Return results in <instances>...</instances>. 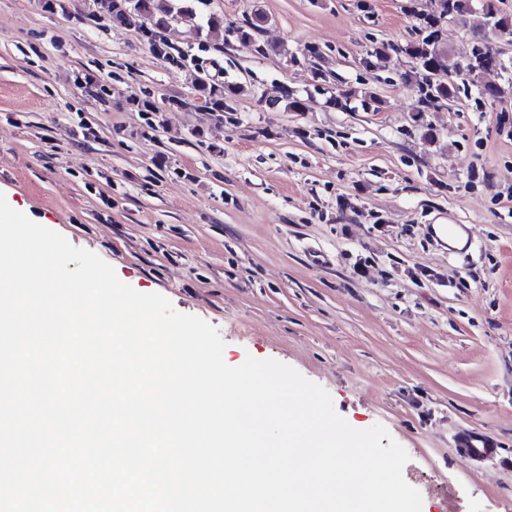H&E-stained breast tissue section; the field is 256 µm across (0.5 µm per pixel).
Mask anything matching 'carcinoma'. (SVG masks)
Wrapping results in <instances>:
<instances>
[{"label": "carcinoma", "mask_w": 512, "mask_h": 512, "mask_svg": "<svg viewBox=\"0 0 512 512\" xmlns=\"http://www.w3.org/2000/svg\"><path fill=\"white\" fill-rule=\"evenodd\" d=\"M433 10L419 15L423 36L407 45L404 52L412 62L411 69L398 74V80L417 89V108L414 117L439 109L453 99L460 91L459 84L452 78L432 81L435 73L442 69L464 72L468 80H479L480 75L502 66L500 53L483 43L473 49L471 57L463 66H453L448 55L439 47V27L445 18L451 16L464 20L475 12L473 0H432ZM97 12L90 14L96 24H112L135 28L150 34L152 51L173 67H182L186 54L171 47L165 32L173 23L185 16L195 14L193 8L177 4V0H95ZM264 17L258 13L238 21H227L218 14L206 17V26L211 33L234 30L241 42L255 44V51L267 55L274 51L268 45L255 43V33L260 29ZM512 34V15L504 14L495 7V0H483L481 20L476 34L487 30ZM195 90L201 100V108L208 112H230L228 101L241 92L236 84H224L212 78L199 75Z\"/></svg>", "instance_id": "cac0c4a2"}]
</instances>
